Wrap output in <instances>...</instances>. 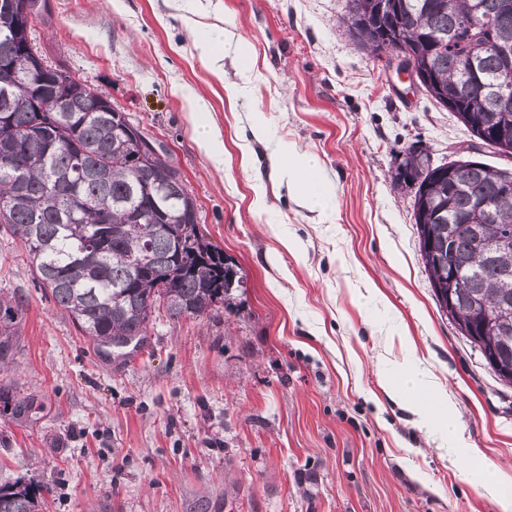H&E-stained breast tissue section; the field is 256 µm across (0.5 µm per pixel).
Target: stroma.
<instances>
[{"label":"stroma","mask_w":512,"mask_h":512,"mask_svg":"<svg viewBox=\"0 0 512 512\" xmlns=\"http://www.w3.org/2000/svg\"><path fill=\"white\" fill-rule=\"evenodd\" d=\"M345 6L46 0L34 43L166 145L244 285L208 315L158 314L144 348L119 356L0 229V296L22 300L0 373V486L43 488L40 512H500L395 390L428 370L512 492V386L441 312L395 179L410 144L441 164L470 135L352 43ZM224 26L245 48L218 76L196 42ZM294 147L319 163L326 214L275 176Z\"/></svg>","instance_id":"1"}]
</instances>
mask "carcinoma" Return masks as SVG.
I'll return each instance as SVG.
<instances>
[{
  "label": "carcinoma",
  "mask_w": 512,
  "mask_h": 512,
  "mask_svg": "<svg viewBox=\"0 0 512 512\" xmlns=\"http://www.w3.org/2000/svg\"><path fill=\"white\" fill-rule=\"evenodd\" d=\"M394 15L375 19V0H347L344 24L371 53L407 54L429 76L424 91L469 133L478 123L512 129V0H395ZM20 39L0 22V224L22 240L36 284L99 344L138 348L154 313L200 317L244 285L239 267L193 219L187 185L163 148L142 151L112 132L118 112L97 105L87 84L63 103L49 82L13 65ZM431 167L425 149L406 153L399 175ZM512 172L471 159L429 172L424 223L466 273L453 319L480 326L482 342L512 367V252L484 243L512 233ZM19 303L0 301V361L9 355ZM30 487H0V512H38Z\"/></svg>",
  "instance_id": "carcinoma-1"
}]
</instances>
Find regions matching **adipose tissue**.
Here are the masks:
<instances>
[{
  "mask_svg": "<svg viewBox=\"0 0 512 512\" xmlns=\"http://www.w3.org/2000/svg\"><path fill=\"white\" fill-rule=\"evenodd\" d=\"M277 173L291 189L300 193L306 205L314 208L326 206L328 194L319 177V165L310 154L301 150L289 151L280 160ZM403 386L413 393L431 395V403H418L415 409L419 427L447 446L449 455L462 466H469L471 452L462 442L455 403L440 391L432 376L422 370L404 380Z\"/></svg>",
  "mask_w": 512,
  "mask_h": 512,
  "instance_id": "1",
  "label": "adipose tissue"
}]
</instances>
